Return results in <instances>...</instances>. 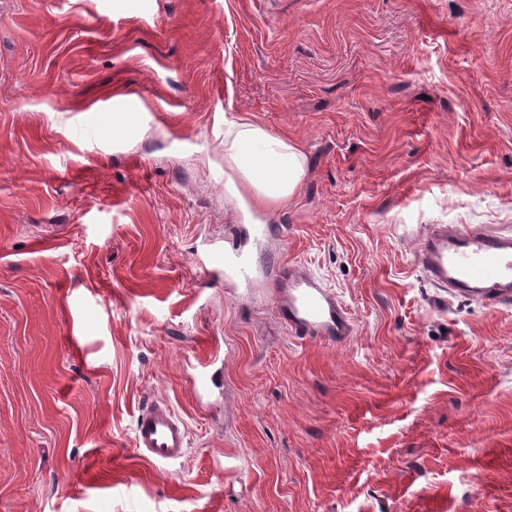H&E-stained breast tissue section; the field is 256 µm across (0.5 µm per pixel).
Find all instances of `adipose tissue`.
<instances>
[{
    "label": "adipose tissue",
    "instance_id": "1",
    "mask_svg": "<svg viewBox=\"0 0 512 512\" xmlns=\"http://www.w3.org/2000/svg\"><path fill=\"white\" fill-rule=\"evenodd\" d=\"M224 166L253 189L256 202L287 205L302 179L305 157L286 138L261 125L224 124Z\"/></svg>",
    "mask_w": 512,
    "mask_h": 512
}]
</instances>
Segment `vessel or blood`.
Listing matches in <instances>:
<instances>
[{"label": "vessel or blood", "instance_id": "b4317fda", "mask_svg": "<svg viewBox=\"0 0 512 512\" xmlns=\"http://www.w3.org/2000/svg\"><path fill=\"white\" fill-rule=\"evenodd\" d=\"M414 262L441 292L439 304L469 299L489 310L512 305V233L458 224H435L419 238ZM251 271L226 246L206 254L201 287L225 279L249 280ZM279 325L300 341L345 346L355 321L335 293L302 264L272 259L263 272ZM199 409L218 412L224 397V357L218 337L204 344V354L190 376ZM189 432L184 420L163 398L142 405L135 418L133 448L138 460L174 465L187 454Z\"/></svg>", "mask_w": 512, "mask_h": 512}]
</instances>
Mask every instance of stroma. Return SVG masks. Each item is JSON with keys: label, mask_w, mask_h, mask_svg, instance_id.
<instances>
[{"label": "stroma", "mask_w": 512, "mask_h": 512, "mask_svg": "<svg viewBox=\"0 0 512 512\" xmlns=\"http://www.w3.org/2000/svg\"><path fill=\"white\" fill-rule=\"evenodd\" d=\"M228 119L299 146L287 206L225 190ZM428 224L512 230V0H0V512H512V305L440 310ZM209 237L305 265L353 339L198 287ZM156 397L173 466L130 454ZM203 346V357L189 378L199 409L211 417L224 398V357L217 336H210ZM132 446L140 461L165 466L181 463L190 448L187 425L166 399H152L138 410Z\"/></svg>", "instance_id": "obj_1"}]
</instances>
